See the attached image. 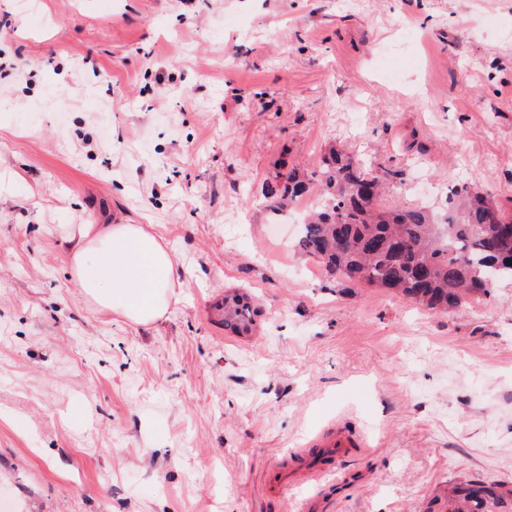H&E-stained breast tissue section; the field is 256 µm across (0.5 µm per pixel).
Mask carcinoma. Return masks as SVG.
I'll return each instance as SVG.
<instances>
[{"mask_svg": "<svg viewBox=\"0 0 512 512\" xmlns=\"http://www.w3.org/2000/svg\"><path fill=\"white\" fill-rule=\"evenodd\" d=\"M402 175L381 174L362 160L331 149L313 168L293 166L268 185V209L279 217L315 193L317 208L303 215L296 251L341 282L398 292L444 312L490 293L512 279V219L486 197L463 187L460 201L436 218L425 207H390V185ZM224 329L253 335L258 309L251 298L224 293L217 306ZM437 512H512V488L479 480L448 487Z\"/></svg>", "mask_w": 512, "mask_h": 512, "instance_id": "1", "label": "carcinoma"}]
</instances>
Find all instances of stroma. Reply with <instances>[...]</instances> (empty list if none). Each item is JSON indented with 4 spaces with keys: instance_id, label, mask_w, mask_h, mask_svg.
I'll return each instance as SVG.
<instances>
[{
    "instance_id": "obj_1",
    "label": "stroma",
    "mask_w": 512,
    "mask_h": 512,
    "mask_svg": "<svg viewBox=\"0 0 512 512\" xmlns=\"http://www.w3.org/2000/svg\"><path fill=\"white\" fill-rule=\"evenodd\" d=\"M0 0L4 512H427L512 488V280L444 314L336 281L264 189L329 148L512 217V0ZM174 256L148 325L83 300L84 224ZM250 292L253 335L214 309ZM342 432L337 481L304 445ZM284 468L281 488L268 474ZM439 512H512V488L479 480H464L448 487Z\"/></svg>"
}]
</instances>
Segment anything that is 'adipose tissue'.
Listing matches in <instances>:
<instances>
[{"label": "adipose tissue", "mask_w": 512, "mask_h": 512, "mask_svg": "<svg viewBox=\"0 0 512 512\" xmlns=\"http://www.w3.org/2000/svg\"><path fill=\"white\" fill-rule=\"evenodd\" d=\"M83 296L136 324L167 310L175 284L172 254L138 224H92L70 255Z\"/></svg>", "instance_id": "adipose-tissue-1"}]
</instances>
